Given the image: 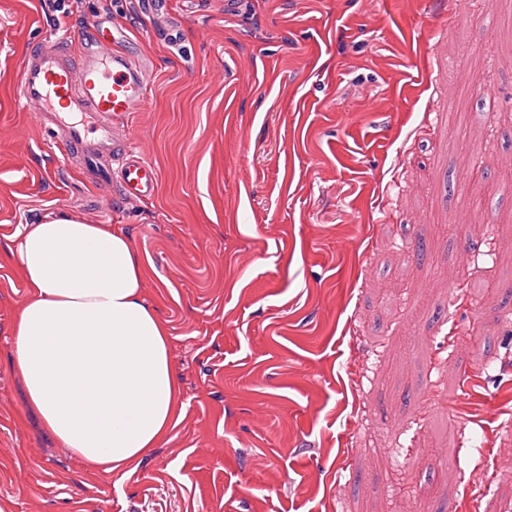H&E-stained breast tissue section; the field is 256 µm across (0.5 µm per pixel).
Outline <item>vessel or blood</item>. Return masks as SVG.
Wrapping results in <instances>:
<instances>
[{"instance_id":"b4317fda","label":"vessel or blood","mask_w":512,"mask_h":512,"mask_svg":"<svg viewBox=\"0 0 512 512\" xmlns=\"http://www.w3.org/2000/svg\"><path fill=\"white\" fill-rule=\"evenodd\" d=\"M21 102L36 109L37 124L63 162H78L100 183L118 184L129 198H149L158 173L115 133L146 111V64L112 39L103 21L26 46L17 81Z\"/></svg>"}]
</instances>
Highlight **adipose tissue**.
Masks as SVG:
<instances>
[{
	"mask_svg": "<svg viewBox=\"0 0 512 512\" xmlns=\"http://www.w3.org/2000/svg\"><path fill=\"white\" fill-rule=\"evenodd\" d=\"M19 259L33 289L14 324L13 362L46 431L115 470L159 443L180 413L167 332L141 297L131 237L59 216L27 228Z\"/></svg>",
	"mask_w": 512,
	"mask_h": 512,
	"instance_id": "1",
	"label": "adipose tissue"
}]
</instances>
